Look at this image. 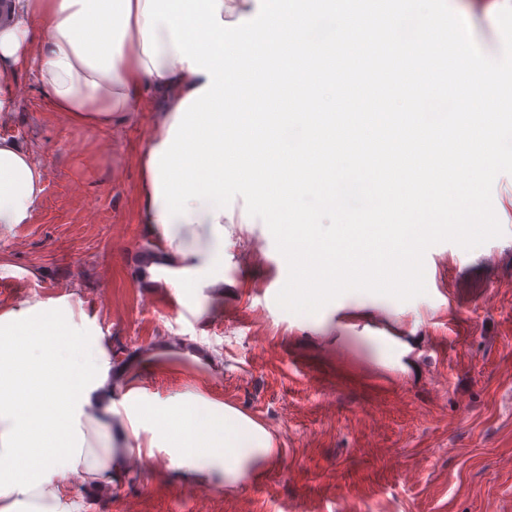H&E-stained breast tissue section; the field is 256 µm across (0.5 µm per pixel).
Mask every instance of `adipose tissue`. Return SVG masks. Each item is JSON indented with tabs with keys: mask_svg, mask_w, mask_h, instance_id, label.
<instances>
[{
	"mask_svg": "<svg viewBox=\"0 0 512 512\" xmlns=\"http://www.w3.org/2000/svg\"><path fill=\"white\" fill-rule=\"evenodd\" d=\"M455 67L471 99L492 95L512 110V39L497 58L474 21L472 0H449ZM270 0H0V125L20 104L29 65L51 112L73 127L152 122L137 156L141 223L166 241L144 271L154 280L181 263L176 297L224 282V119L234 82L225 51L254 31L296 27ZM46 187L32 149L0 135V239L30 223ZM239 192L264 212L284 262L308 265L318 247L281 225L288 203L249 183ZM140 367L113 366L96 316L69 296L0 305V512H25L30 487L56 499L60 476L111 492L131 457L163 454L170 471L236 487L280 456L271 432L243 410L200 392L149 395Z\"/></svg>",
	"mask_w": 512,
	"mask_h": 512,
	"instance_id": "1",
	"label": "adipose tissue"
}]
</instances>
